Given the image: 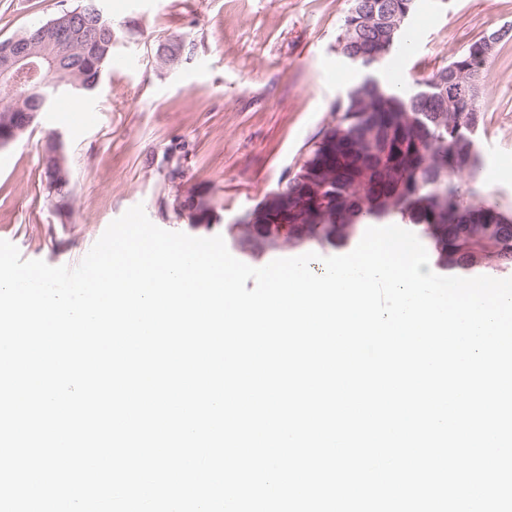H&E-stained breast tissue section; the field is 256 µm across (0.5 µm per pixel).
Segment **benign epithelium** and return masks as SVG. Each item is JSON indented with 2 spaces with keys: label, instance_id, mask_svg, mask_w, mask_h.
I'll use <instances>...</instances> for the list:
<instances>
[{
  "label": "benign epithelium",
  "instance_id": "7a95c632",
  "mask_svg": "<svg viewBox=\"0 0 512 512\" xmlns=\"http://www.w3.org/2000/svg\"><path fill=\"white\" fill-rule=\"evenodd\" d=\"M88 34L78 28L68 13L35 28L25 39L13 38L0 48V79L12 92V102L0 111V147L17 140L35 123L39 106L46 99V85L41 78L44 64L64 68L72 54L86 46ZM50 184H65L68 175L60 136H47L43 148ZM180 216L193 224L211 216L205 196L186 192L175 202Z\"/></svg>",
  "mask_w": 512,
  "mask_h": 512
}]
</instances>
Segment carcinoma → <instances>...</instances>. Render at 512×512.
Listing matches in <instances>:
<instances>
[{
	"mask_svg": "<svg viewBox=\"0 0 512 512\" xmlns=\"http://www.w3.org/2000/svg\"><path fill=\"white\" fill-rule=\"evenodd\" d=\"M414 9L415 0H351L338 27L336 52L364 69L378 68L393 50L409 46L406 23ZM384 12L398 15L401 24L387 50L375 57L367 45L378 40L374 16ZM99 28L100 40L85 47L69 68L42 72L55 91L69 92L76 75L94 78L87 58L112 56L106 50L115 36L112 19L104 17ZM483 40L469 43L413 94L374 77L351 87L336 102L333 122L283 188L281 205L266 223L287 224L296 243L306 239L310 245L345 244L364 224H411L432 242L446 268L482 275L512 262V217L497 202L478 197L473 187L483 167L474 138L482 121L481 79L512 41V25L480 63L469 97L455 106L444 96L448 78L472 66ZM300 185L326 204L328 221L319 231Z\"/></svg>",
	"mask_w": 512,
	"mask_h": 512,
	"instance_id": "1",
	"label": "carcinoma"
}]
</instances>
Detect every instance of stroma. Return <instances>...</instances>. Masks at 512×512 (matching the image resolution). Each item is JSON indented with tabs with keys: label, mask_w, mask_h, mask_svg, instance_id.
Returning <instances> with one entry per match:
<instances>
[{
	"label": "stroma",
	"mask_w": 512,
	"mask_h": 512,
	"mask_svg": "<svg viewBox=\"0 0 512 512\" xmlns=\"http://www.w3.org/2000/svg\"><path fill=\"white\" fill-rule=\"evenodd\" d=\"M80 0H0V41ZM350 0H104L116 38L99 86L79 99L52 97L19 140L0 149V239L22 259L77 266L108 224L143 205L168 231L222 236L240 254L235 228L285 186L362 73L335 48ZM512 25V0H417L416 42L392 52L381 74L415 90L468 43ZM182 47L164 64L160 42ZM480 195L512 214V42L485 70ZM81 110L82 124L68 121ZM61 135L71 169V209L60 215L46 188L42 150ZM205 195L210 223L174 209L187 190Z\"/></svg>",
	"instance_id": "35a3bbf8"
}]
</instances>
